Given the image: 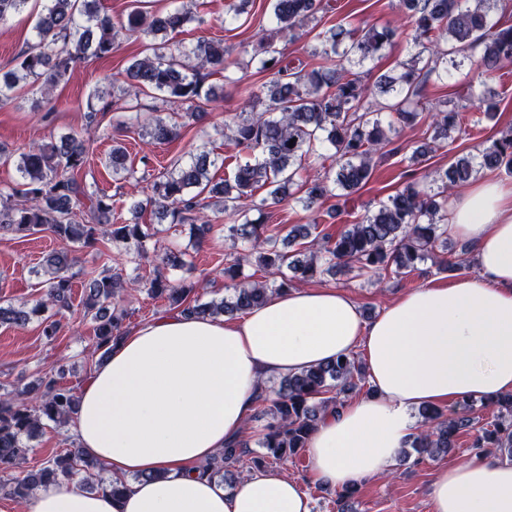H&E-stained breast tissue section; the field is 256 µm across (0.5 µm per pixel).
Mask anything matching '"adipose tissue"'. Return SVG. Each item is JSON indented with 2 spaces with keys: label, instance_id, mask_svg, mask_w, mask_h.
I'll return each mask as SVG.
<instances>
[{
  "label": "adipose tissue",
  "instance_id": "ef3b65f1",
  "mask_svg": "<svg viewBox=\"0 0 512 512\" xmlns=\"http://www.w3.org/2000/svg\"><path fill=\"white\" fill-rule=\"evenodd\" d=\"M448 220L473 244L477 276L401 294L372 319L342 289L302 287L235 320L169 311L128 330L71 421L121 495L73 479L39 488L29 512H311L284 470H252L228 492L204 467L241 439L271 380L340 355H360L373 392L311 433L312 476L339 492L389 473L415 410L512 391V187L476 182ZM429 495L433 512H512V460L440 467Z\"/></svg>",
  "mask_w": 512,
  "mask_h": 512
}]
</instances>
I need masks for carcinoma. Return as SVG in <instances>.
Returning <instances> with one entry per match:
<instances>
[{"instance_id":"obj_1","label":"carcinoma","mask_w":512,"mask_h":512,"mask_svg":"<svg viewBox=\"0 0 512 512\" xmlns=\"http://www.w3.org/2000/svg\"><path fill=\"white\" fill-rule=\"evenodd\" d=\"M38 16L36 38L16 58L14 67L0 74V106L8 107L15 89L27 82L39 84L43 94L69 79L78 62L103 59L112 54L121 40L136 36L161 39L182 32L192 19L191 11L180 0H171L164 12L134 9L126 21L117 23L97 9L98 0H43ZM500 0H399L403 19L412 28L416 53L400 64L393 74L372 77L359 68L381 50L394 44L404 33L400 26L374 25L352 32L330 27L315 35L311 57L320 65L308 69L284 63L283 53L271 44L262 47L261 70L271 79L257 93L242 88L250 110H244L225 125L231 140L248 158L234 167L233 177L213 181L210 167L218 158L201 146L190 159L176 158L158 171L152 194L135 200L130 210L140 214L149 209L160 221L189 227L197 243L214 232L211 220L200 215L198 196L206 192L212 205L232 217L227 238L232 252L224 257V284L231 294L209 302L189 300L194 286L171 279L164 267L157 266L146 281L147 291L163 297L169 307L191 315L217 318L244 313L262 305L268 295L289 290L324 276L353 272L370 278L382 273L403 277L417 265L437 257L436 250L448 248V191L465 185L483 169L502 166L512 170V129L479 150L475 156L460 157L448 168L426 173L406 183L375 210L347 225L338 235L312 234L313 224H297L283 241H301L302 250L292 252L278 247L276 234L267 225L247 217L243 206L248 201L262 210L303 192L299 201L310 209L332 197L350 195L362 189L372 176L376 159L392 143L398 128L415 124L426 110L423 88L427 83L445 82L449 68L459 69L468 51L479 47L480 56L471 63L477 77L489 79L505 64L512 63V24L495 17ZM28 0H0V27L8 25ZM270 22L275 32L294 35L316 14L325 10L323 0H268ZM425 59L422 67L417 60ZM224 69V43L201 39L190 50L180 48L168 54L153 53L135 58L124 70L123 83L156 93L158 111L177 106L183 117L200 119L202 103L218 97L205 81L211 71ZM435 108L430 124V140L416 147L410 161L419 165L424 158L448 143L464 124L468 95ZM259 105L261 112L255 111ZM181 125L171 117L153 116L141 124V136L157 144L180 136ZM332 151V163L297 182L304 162L321 149ZM89 146L77 133L31 147L19 155L18 178L6 191L0 190V228L31 232L45 226L57 238L90 249L108 261L100 248L108 235L123 246L133 261L147 257V243L156 235L151 224L118 223L112 197L77 178L85 166ZM115 179L137 173L125 146H112L109 159ZM266 189V197L255 194ZM279 279L258 281L244 273L250 263ZM78 256L72 251H57L44 260L45 299L33 306L20 304L0 307V324L26 326L40 319L42 333L59 335L61 322L56 316L71 307L74 274ZM83 316L95 323L93 352L109 354L112 341L127 331V310L116 302L128 283L122 273L104 263L101 270L87 273ZM366 386L365 374L355 356L336 360L290 374L279 381L263 400L258 416L266 420L258 438L264 458H292L308 448L311 431L329 411L338 409L344 398ZM496 409L494 418L484 423L471 416L473 400L457 402L450 413L440 407L421 411L420 431L407 441L418 458L433 457L439 450L454 447L462 432L473 433L471 453L476 457L498 454L512 459V394L483 400ZM78 408L76 389L61 384L53 374L42 376L30 390L26 401L11 393L0 395V470L18 467L29 448L30 439L51 423L62 429ZM250 440L242 439L224 447L205 466L214 477H224L229 468L247 456ZM262 458V459H264ZM254 458V464L262 465ZM100 463L82 457L78 447L32 468L21 477L0 485L6 495L27 500L40 487L83 475L82 484L97 479V489L117 493L120 485L95 477Z\"/></svg>"}]
</instances>
